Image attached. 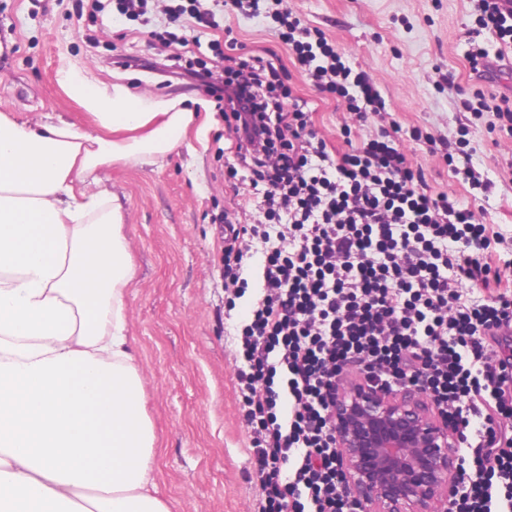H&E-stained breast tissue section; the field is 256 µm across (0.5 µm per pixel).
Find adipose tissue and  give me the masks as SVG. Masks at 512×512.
<instances>
[{
	"instance_id": "ef3b65f1",
	"label": "adipose tissue",
	"mask_w": 512,
	"mask_h": 512,
	"mask_svg": "<svg viewBox=\"0 0 512 512\" xmlns=\"http://www.w3.org/2000/svg\"><path fill=\"white\" fill-rule=\"evenodd\" d=\"M59 83L92 131L0 113V512H169L128 347L135 268L100 173L163 161L194 112L72 70Z\"/></svg>"
}]
</instances>
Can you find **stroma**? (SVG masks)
Listing matches in <instances>:
<instances>
[{"label":"stroma","instance_id":"35a3bbf8","mask_svg":"<svg viewBox=\"0 0 512 512\" xmlns=\"http://www.w3.org/2000/svg\"><path fill=\"white\" fill-rule=\"evenodd\" d=\"M96 15L80 14L79 0H0V44L9 73H0V113L37 119L58 112L87 129L90 118L61 89V71L87 72L143 95L205 101L202 90L170 71L122 66L126 56L165 60L184 52L207 62L214 45L225 55L273 57L294 95L307 101L311 127L329 152L376 137L389 123L413 168L430 191L454 194L480 222L512 239V136L493 129L492 113L474 118L461 107L479 80L468 61L472 43L503 52L494 92L512 88V49L476 35L471 0H284L306 24L323 30L351 63L365 70L387 105V118L369 116L343 139L344 109L319 94L288 59L270 29L271 19L224 15L218 26H184L149 0L148 21L121 16L111 0ZM169 30L189 45L164 46L154 34ZM455 145L468 128L466 153L447 167L413 128ZM472 168L491 181L471 187L461 171ZM235 141L222 113L203 130L189 128L175 150L157 164H113L105 176L122 204L124 233L136 264L128 290L130 347L143 384L144 408L155 432L158 495L170 512H258L262 489L254 474L250 433L236 380L234 327L245 321L257 294L260 257L246 261L245 295L224 305V228L260 219L261 191L240 173Z\"/></svg>","mask_w":512,"mask_h":512}]
</instances>
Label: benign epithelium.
<instances>
[{"label": "benign epithelium", "instance_id": "obj_1", "mask_svg": "<svg viewBox=\"0 0 512 512\" xmlns=\"http://www.w3.org/2000/svg\"><path fill=\"white\" fill-rule=\"evenodd\" d=\"M331 422L359 512H448L459 458L422 390L339 386Z\"/></svg>", "mask_w": 512, "mask_h": 512}]
</instances>
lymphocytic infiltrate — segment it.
<instances>
[{"label": "lymphocytic infiltrate", "mask_w": 512, "mask_h": 512, "mask_svg": "<svg viewBox=\"0 0 512 512\" xmlns=\"http://www.w3.org/2000/svg\"><path fill=\"white\" fill-rule=\"evenodd\" d=\"M270 17L319 93L344 99L352 122L384 116L365 72L316 28L270 0H224ZM480 28L512 47V8L475 0ZM223 112L237 157L268 186L265 219L224 228V278L234 297L242 262L263 256L260 291L238 336L237 381L252 433L261 512H356L339 466L331 405L349 373L392 392L420 388L457 437L462 481L449 512H512V290L496 263L503 236L428 191L385 139L330 156L314 142L306 103L259 55L219 68L188 61ZM512 135V97L462 100ZM469 281L482 299L460 287Z\"/></svg>", "instance_id": "lymphocytic-infiltrate-1"}]
</instances>
